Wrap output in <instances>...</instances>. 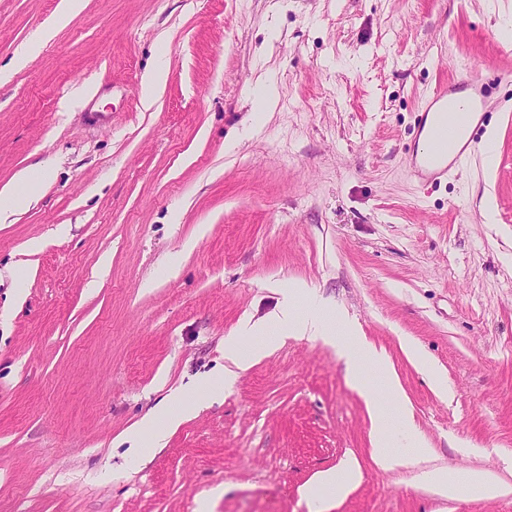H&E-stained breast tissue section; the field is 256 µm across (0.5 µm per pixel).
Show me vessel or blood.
Wrapping results in <instances>:
<instances>
[{"instance_id": "1", "label": "vessel or blood", "mask_w": 512, "mask_h": 512, "mask_svg": "<svg viewBox=\"0 0 512 512\" xmlns=\"http://www.w3.org/2000/svg\"><path fill=\"white\" fill-rule=\"evenodd\" d=\"M488 92L479 74L461 76L457 86L438 85L421 112L418 130L424 135L421 152L410 162L421 182L447 176L449 157H462L478 147L476 128L485 116Z\"/></svg>"}]
</instances>
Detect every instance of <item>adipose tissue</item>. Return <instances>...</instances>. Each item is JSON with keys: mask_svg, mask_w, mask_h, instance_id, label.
I'll use <instances>...</instances> for the list:
<instances>
[{"mask_svg": "<svg viewBox=\"0 0 512 512\" xmlns=\"http://www.w3.org/2000/svg\"><path fill=\"white\" fill-rule=\"evenodd\" d=\"M50 171L44 167L21 171L15 183L0 187V222L4 223L11 216L27 205V197L18 193V185L24 184L31 192H38L49 179ZM240 335L262 337V344L247 348L239 342L238 337L228 339L224 344L225 379H232L237 372L246 370L254 362L267 355L285 338L293 336L311 341H320L336 346L344 357L350 380L364 395L367 401H374L375 396L369 391L365 381L366 366H374L385 378L386 388L390 393H398L399 384L393 378L391 370L383 355L374 348L355 337L348 322L339 315L300 314L290 305H281L279 311L269 316L252 320L245 319L239 327ZM224 387L210 381H202L191 391L178 398L160 411L150 410L139 423V432L150 435V448L163 447L168 432L178 426L190 412L223 394ZM372 459L381 470L389 471L397 466L418 464L429 450L418 447L410 455H402L394 448L392 433L385 415L381 411L372 413ZM361 478L357 462L348 461L340 467L320 472L314 481L307 485L303 493L315 512H328L330 504L323 497L324 490L340 489L349 491ZM430 489L442 497H454L461 491L493 497L507 490L506 485L490 480L486 473L469 471L466 473L435 469L425 476Z\"/></svg>", "mask_w": 512, "mask_h": 512, "instance_id": "ef3b65f1", "label": "adipose tissue"}]
</instances>
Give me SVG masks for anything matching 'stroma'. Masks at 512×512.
Masks as SVG:
<instances>
[{"instance_id": "1", "label": "stroma", "mask_w": 512, "mask_h": 512, "mask_svg": "<svg viewBox=\"0 0 512 512\" xmlns=\"http://www.w3.org/2000/svg\"><path fill=\"white\" fill-rule=\"evenodd\" d=\"M61 4L0 0V187L52 171L0 223V512H309L348 458L330 512H512L420 481L512 487V0H85L15 67ZM472 70L493 156L421 183L416 117ZM293 288L384 350L429 458L379 470L339 349L293 337L136 455L141 417ZM361 479V472L356 461H347L334 470H327L316 475L314 481L303 489V494L309 500L310 506L316 512H326L330 509L328 501L323 499V491L340 489L349 491ZM429 488L442 497H455L463 490L469 493H478L483 496L493 497L508 492V487L499 481L488 478L484 472L468 471L458 473L448 472V469H435L425 475Z\"/></svg>"}]
</instances>
